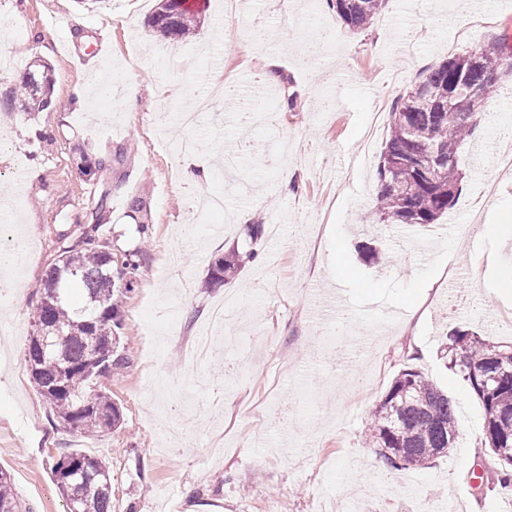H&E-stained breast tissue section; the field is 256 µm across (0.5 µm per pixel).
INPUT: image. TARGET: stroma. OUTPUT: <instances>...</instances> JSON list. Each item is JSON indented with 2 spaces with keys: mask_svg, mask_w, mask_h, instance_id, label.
I'll return each mask as SVG.
<instances>
[{
  "mask_svg": "<svg viewBox=\"0 0 512 512\" xmlns=\"http://www.w3.org/2000/svg\"><path fill=\"white\" fill-rule=\"evenodd\" d=\"M195 36L164 43L147 21L156 0H0V97L30 63L52 70L50 112H0V200L16 222L6 239L34 243L15 284L0 294V470L32 512H66L51 465L69 451L105 460L112 512H512L479 437L484 410L443 353L447 330L512 340V287L497 270L512 265V178L498 179L493 150L512 145V77L498 82L484 120L461 152L464 179L447 226L471 224L468 242L436 225L376 224L377 166L397 97L449 51L501 41L512 0H385L374 24L350 31L327 0H243L236 18L224 0H190ZM121 74L139 89L137 107L101 92ZM252 77V107L272 126L246 139L224 123L223 105L193 131L178 121L208 84ZM83 88V104L74 91ZM199 144L211 178L189 180L178 146ZM38 168L35 179L13 166ZM290 181H283V174ZM112 200L100 217L91 202ZM227 209L280 225L250 242L244 224L219 233L220 217L198 220L204 192ZM144 208L132 213L131 199ZM100 221L114 266L143 248L142 276L120 307L132 344L126 366L93 383L121 409L115 428L83 437L60 426L30 381L32 285L56 251L60 231ZM486 224L503 225L496 236ZM390 252L364 262L357 244ZM236 251L239 278L206 286L215 259ZM481 256L479 282L445 300L462 257ZM431 282L428 292L418 282ZM17 292V293H18ZM237 295L240 350L216 347L205 362L182 361L183 336L207 330L210 306ZM414 368L457 405V437L428 467L390 470L363 436L369 413L393 379Z\"/></svg>",
  "mask_w": 512,
  "mask_h": 512,
  "instance_id": "stroma-1",
  "label": "stroma"
}]
</instances>
